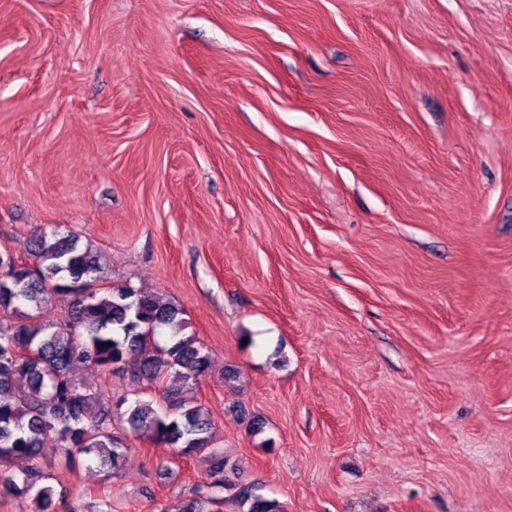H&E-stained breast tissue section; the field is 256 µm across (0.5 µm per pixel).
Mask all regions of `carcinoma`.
<instances>
[{
	"label": "carcinoma",
	"instance_id": "1",
	"mask_svg": "<svg viewBox=\"0 0 512 512\" xmlns=\"http://www.w3.org/2000/svg\"><path fill=\"white\" fill-rule=\"evenodd\" d=\"M25 252L29 264L0 279V495L32 494L47 512L55 489L47 484L54 465L43 456L45 438H54L74 463L81 456L117 472L131 433L206 462L207 489L181 493L159 512H222L224 498L215 495L221 489L240 512H284L257 483L234 478L238 466L215 446L209 409L187 398L208 374L212 356L196 336L184 334L185 311L128 282L113 286L92 248L59 225ZM78 364L109 375L120 364L157 396L131 404L121 399L117 406L126 409L119 419L127 427H118L112 396L77 377ZM16 458L27 462L24 469L5 468Z\"/></svg>",
	"mask_w": 512,
	"mask_h": 512
}]
</instances>
